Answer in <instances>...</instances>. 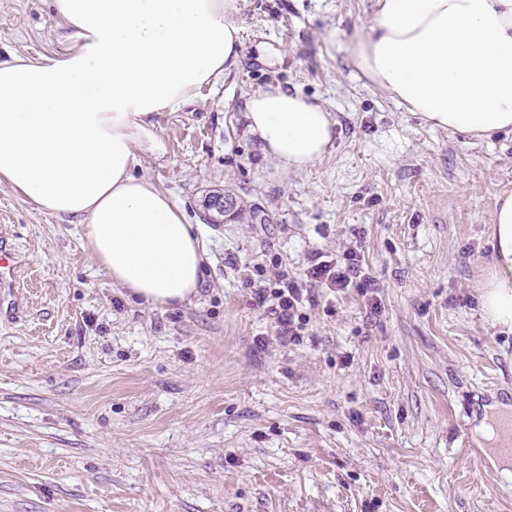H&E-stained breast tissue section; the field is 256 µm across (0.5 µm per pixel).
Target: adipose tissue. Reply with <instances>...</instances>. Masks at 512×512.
Instances as JSON below:
<instances>
[{
    "mask_svg": "<svg viewBox=\"0 0 512 512\" xmlns=\"http://www.w3.org/2000/svg\"><path fill=\"white\" fill-rule=\"evenodd\" d=\"M75 35L56 58L0 62V182L39 210L83 226L113 285L165 307L193 298L204 246L171 196L134 174L157 152L154 113L176 111L240 60L237 0H53ZM350 65L431 127L512 131V0H374ZM245 119L287 173L333 145L325 104L272 86ZM493 255L480 280L492 325L512 329V194L499 197Z\"/></svg>",
    "mask_w": 512,
    "mask_h": 512,
    "instance_id": "1",
    "label": "adipose tissue"
}]
</instances>
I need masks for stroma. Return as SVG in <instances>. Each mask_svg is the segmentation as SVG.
<instances>
[{"label":"stroma","instance_id":"obj_1","mask_svg":"<svg viewBox=\"0 0 512 512\" xmlns=\"http://www.w3.org/2000/svg\"><path fill=\"white\" fill-rule=\"evenodd\" d=\"M238 67L174 112L134 170L198 225L195 298L157 307L112 284L75 219L0 183L18 255L0 311V512H512V458L477 429L511 404L512 331L478 282L512 192V132L434 129L358 76L373 0H238ZM51 0H0V61L63 53ZM271 85L325 103L328 155L283 173L246 127ZM228 191L265 223L206 220ZM356 252L377 290L308 306L273 342L256 292L315 254Z\"/></svg>","mask_w":512,"mask_h":512}]
</instances>
